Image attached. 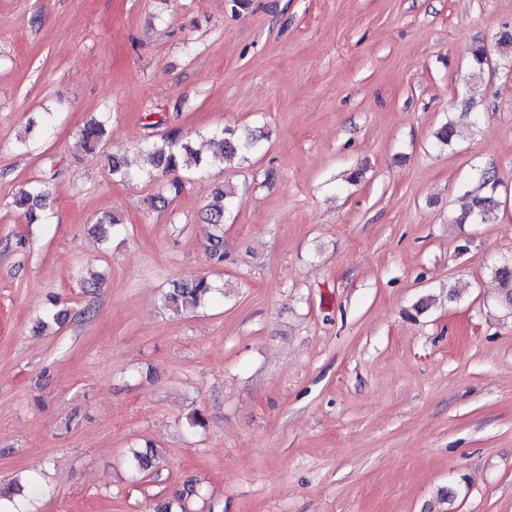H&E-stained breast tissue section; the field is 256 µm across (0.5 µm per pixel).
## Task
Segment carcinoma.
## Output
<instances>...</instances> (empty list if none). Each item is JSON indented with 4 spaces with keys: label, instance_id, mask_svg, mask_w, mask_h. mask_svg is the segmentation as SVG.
Here are the masks:
<instances>
[{
    "label": "carcinoma",
    "instance_id": "cac0c4a2",
    "mask_svg": "<svg viewBox=\"0 0 512 512\" xmlns=\"http://www.w3.org/2000/svg\"><path fill=\"white\" fill-rule=\"evenodd\" d=\"M220 153L212 159L202 156L190 141L175 135L164 136L152 145L147 156L151 170L161 174H175L191 165L211 166L217 164L242 163L249 160L263 149L264 134L257 130L245 129L238 132L234 129L222 131ZM104 135L103 122H93L82 130L81 139L84 149L88 152L95 150ZM496 188L494 176L490 171H483L478 179V185L470 191V202L457 217L458 224H487L492 220L496 210ZM49 190L43 184H27L14 196V205L31 218L46 206ZM228 193L220 190L212 203L207 207V223L215 228L224 224ZM494 277L507 289L506 298L512 303V263L503 262L493 269ZM212 285L207 278L201 276L176 284L164 297L165 306L175 313L187 307H196L209 296Z\"/></svg>",
    "mask_w": 512,
    "mask_h": 512
}]
</instances>
